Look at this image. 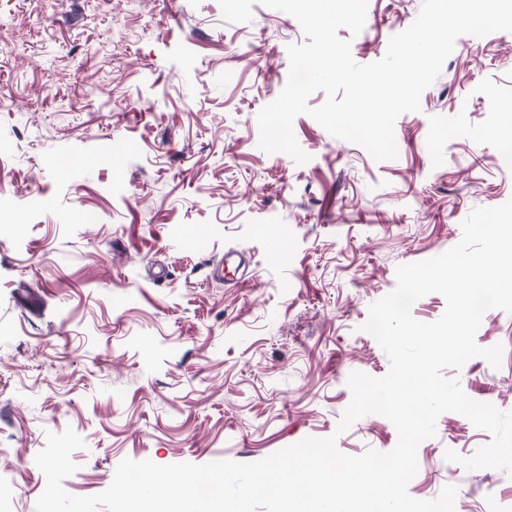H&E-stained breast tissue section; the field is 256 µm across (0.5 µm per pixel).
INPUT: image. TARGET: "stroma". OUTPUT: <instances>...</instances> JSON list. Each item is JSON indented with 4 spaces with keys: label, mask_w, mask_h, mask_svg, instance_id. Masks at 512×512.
<instances>
[{
    "label": "stroma",
    "mask_w": 512,
    "mask_h": 512,
    "mask_svg": "<svg viewBox=\"0 0 512 512\" xmlns=\"http://www.w3.org/2000/svg\"><path fill=\"white\" fill-rule=\"evenodd\" d=\"M422 0H368L356 62L381 59ZM290 15L217 0H0V512H35L47 433L86 446L63 482L106 490L126 458L251 463L337 435L357 456L398 440L384 416L345 432L348 379L385 375L363 329L396 269L457 245L477 207L512 199V32L460 36L421 109L375 161L306 114L305 163L259 146L284 88ZM120 156H113V149ZM475 357L445 369L512 412V313L490 310ZM491 434L446 412L417 449L416 499L499 512L512 476L447 461Z\"/></svg>",
    "instance_id": "stroma-1"
}]
</instances>
